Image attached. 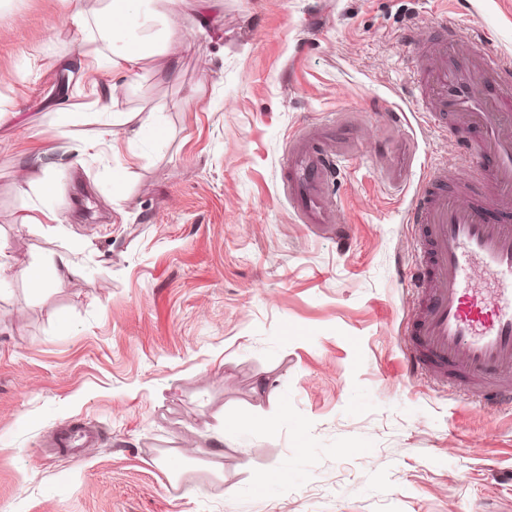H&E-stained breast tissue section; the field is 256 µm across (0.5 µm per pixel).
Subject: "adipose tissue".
Instances as JSON below:
<instances>
[{"mask_svg": "<svg viewBox=\"0 0 512 512\" xmlns=\"http://www.w3.org/2000/svg\"><path fill=\"white\" fill-rule=\"evenodd\" d=\"M142 3L143 0H112L111 10L104 12L99 18L100 27L110 33L113 40L119 42V53L112 58H104L94 40L91 39L85 40L80 48L81 59L106 60L108 67L113 73L119 74L120 79L109 87L106 97L95 100L97 112L107 115L108 120L96 137L81 141L74 146L76 162L81 163L86 158L97 155L102 147L113 142L115 130L119 127H128L132 138L135 139L157 138L163 133L159 113L124 112L120 110L119 104L127 89L126 76L137 70L141 62L149 59L159 50L169 55L178 54L184 45L181 29L186 18L181 9H174L162 40L143 37L134 29L135 19L140 13Z\"/></svg>", "mask_w": 512, "mask_h": 512, "instance_id": "adipose-tissue-1", "label": "adipose tissue"}]
</instances>
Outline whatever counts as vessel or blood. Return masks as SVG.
<instances>
[{
	"instance_id": "vessel-or-blood-1",
	"label": "vessel or blood",
	"mask_w": 512,
	"mask_h": 512,
	"mask_svg": "<svg viewBox=\"0 0 512 512\" xmlns=\"http://www.w3.org/2000/svg\"><path fill=\"white\" fill-rule=\"evenodd\" d=\"M421 74L416 109L437 129L454 124L461 135L455 165H428L408 208L418 228V258L410 286L418 307L406 330L405 371L454 380L480 404H512V58L479 50L470 31L440 20L409 32ZM358 141L335 124L302 127L287 143L283 191L299 223L332 224L344 233L327 186ZM386 144L385 181L400 186L403 168ZM480 162L481 176L466 193L449 191L459 170ZM504 219L488 220L486 201ZM89 429H64L58 447L77 452L95 442Z\"/></svg>"
}]
</instances>
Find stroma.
Masks as SVG:
<instances>
[{
  "instance_id": "35a3bbf8",
  "label": "stroma",
  "mask_w": 512,
  "mask_h": 512,
  "mask_svg": "<svg viewBox=\"0 0 512 512\" xmlns=\"http://www.w3.org/2000/svg\"><path fill=\"white\" fill-rule=\"evenodd\" d=\"M107 6L83 0L78 29L68 0H0V242L13 268H75L0 281V512H512V407L401 372L407 208L424 164L457 154L412 101L405 34L444 15L512 57V0H211L207 34L185 28L120 104L161 109L164 138L121 127L78 164L113 75L70 65ZM70 94L84 109L54 112ZM336 119L360 142L329 186L346 246L281 182L289 134ZM386 140L415 154L398 191ZM34 206L58 222L13 223ZM86 424L79 458L54 445Z\"/></svg>"
}]
</instances>
